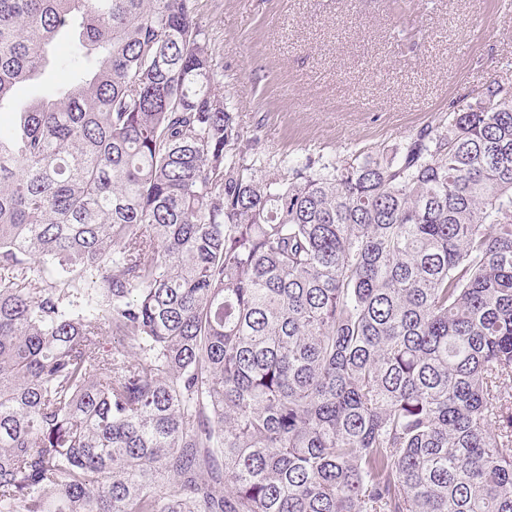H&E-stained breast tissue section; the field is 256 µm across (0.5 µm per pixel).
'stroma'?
Returning <instances> with one entry per match:
<instances>
[{"label":"stroma","mask_w":512,"mask_h":512,"mask_svg":"<svg viewBox=\"0 0 512 512\" xmlns=\"http://www.w3.org/2000/svg\"><path fill=\"white\" fill-rule=\"evenodd\" d=\"M241 132L274 163L396 144L512 86V0H199Z\"/></svg>","instance_id":"obj_1"}]
</instances>
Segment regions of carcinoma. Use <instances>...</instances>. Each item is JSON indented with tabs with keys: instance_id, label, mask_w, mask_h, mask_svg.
<instances>
[{
	"instance_id": "obj_1",
	"label": "carcinoma",
	"mask_w": 512,
	"mask_h": 512,
	"mask_svg": "<svg viewBox=\"0 0 512 512\" xmlns=\"http://www.w3.org/2000/svg\"><path fill=\"white\" fill-rule=\"evenodd\" d=\"M197 13L0 0V512H512V89L266 167ZM55 55L58 58L55 68L51 74V80L55 83H63L67 80L72 70L71 61H73L76 53L72 50L71 39H63L55 50Z\"/></svg>"
}]
</instances>
